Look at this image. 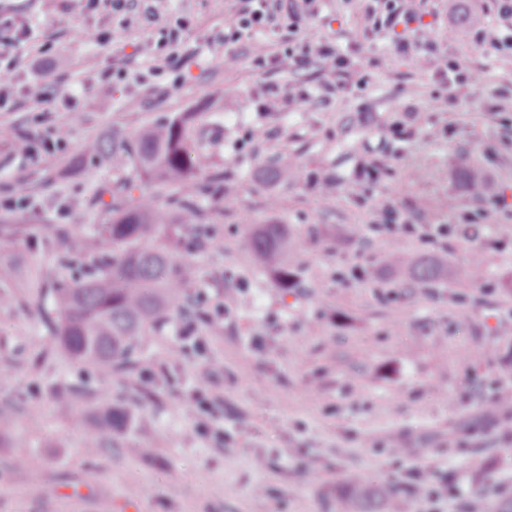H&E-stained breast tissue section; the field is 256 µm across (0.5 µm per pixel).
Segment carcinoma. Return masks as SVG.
<instances>
[{"label":"carcinoma","instance_id":"1","mask_svg":"<svg viewBox=\"0 0 512 512\" xmlns=\"http://www.w3.org/2000/svg\"><path fill=\"white\" fill-rule=\"evenodd\" d=\"M190 120L191 114L183 113L143 130L131 141L114 134L91 141L86 149L116 172L133 164L138 179L154 185L157 193L129 194L112 203V215L96 238L63 232L66 240H78L82 248L58 255L59 265H69L80 253H100L87 275L38 291L39 312L50 337L76 361L109 371L133 369L146 338L182 303V286L193 271L174 260L170 242L181 225L205 223L200 200L216 194L224 184L222 174L202 179L204 156L189 142ZM292 246L284 224H261L250 235L254 264L283 290L292 286ZM391 264L421 284L440 275L439 266L429 259L414 262L395 256ZM128 423L123 406L99 405L87 448L96 451L100 440L111 438ZM343 496L355 512H388L396 492L391 487L347 486Z\"/></svg>","mask_w":512,"mask_h":512}]
</instances>
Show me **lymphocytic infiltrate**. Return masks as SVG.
Instances as JSON below:
<instances>
[{"instance_id": "obj_1", "label": "lymphocytic infiltrate", "mask_w": 512, "mask_h": 512, "mask_svg": "<svg viewBox=\"0 0 512 512\" xmlns=\"http://www.w3.org/2000/svg\"><path fill=\"white\" fill-rule=\"evenodd\" d=\"M364 22V28L386 37L396 53L408 60L414 68L432 72L444 91L434 94L431 110L438 111L457 105L458 91L465 86L484 85V71L474 68L460 57L450 58L440 53L433 36L434 27L423 20L420 0H352ZM498 23L467 31L463 40L474 42L480 49L495 56L512 58V0H491ZM321 0H289L279 6L273 0H224L226 16L225 42L237 41L243 33L257 30L287 28L292 38L280 46L255 44L252 54L256 67L267 71L299 70L318 64L323 84L333 89L343 85L357 69L355 60L336 50L326 40L295 41L304 20L320 12ZM5 36L0 39V66L6 74L0 78V109L22 95L36 103L48 101L50 92L43 78L36 77L24 86H16L8 73L15 69L16 48L27 43L29 28L24 21L14 18L0 21ZM370 226L392 239L418 235L432 242L448 238L455 231L451 224L427 222L425 215L409 216L391 204L371 208Z\"/></svg>"}]
</instances>
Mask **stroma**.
Masks as SVG:
<instances>
[{
  "label": "stroma",
  "mask_w": 512,
  "mask_h": 512,
  "mask_svg": "<svg viewBox=\"0 0 512 512\" xmlns=\"http://www.w3.org/2000/svg\"><path fill=\"white\" fill-rule=\"evenodd\" d=\"M443 53H468L486 73L485 86L461 90L460 106L429 111L432 73L397 56L389 41L365 33L344 0H323L304 22L301 39H329L361 66L329 90L318 66L293 73L258 69L251 53L260 41L280 42L287 29L243 34L235 66L225 67L224 0H135L136 23L120 46L89 39L88 29L111 34V9L79 16L58 8L44 15L40 0H0V17L25 18L39 57L20 56L17 82L48 73L53 100L17 96L0 111L13 135L72 125L66 147L33 162L0 139V199L29 197L16 211L18 234L0 236V405L13 427L0 436V512H342L350 484L393 485L401 512H466L481 497L497 512L512 495L509 417H488L489 384L512 387V62L467 47L455 34L463 22H497L487 0H422ZM178 18L189 29L179 69L149 73L148 45ZM122 53L127 81L107 70ZM302 84L300 109L266 114L254 100L262 84ZM138 108H129L130 100ZM75 104L79 124L66 107ZM409 104L426 111V125L447 137L417 132L387 138L388 125ZM194 113L190 137L207 156V172H222L224 193L204 201L206 230L185 228L174 253L193 265L205 299L197 333L201 355L169 359L181 316L139 352L125 377L78 364L48 338L25 281L29 267L71 282L90 258L58 269L66 248L62 230L94 233L108 217L118 176L97 160H82L84 144ZM263 132L248 142V129ZM384 168L375 203L403 212L426 210L448 224L463 212L491 211L488 222L463 225L433 243L397 241L372 231L369 207L357 202L355 172L363 154ZM290 154L300 177L273 175ZM479 168L486 189L465 188L459 160ZM331 178L324 195L311 176ZM256 224H284L301 248L295 286L281 291L253 269L249 235ZM481 248L485 281L461 284L452 270ZM398 249L435 256L450 272L424 285L393 275L387 255ZM364 268L356 277L355 265ZM227 312L219 307L225 298ZM212 406L223 436L203 433L180 394L207 364ZM126 407L127 427L95 453L84 450L94 406ZM424 471L453 474L459 495L429 501L415 492Z\"/></svg>",
  "instance_id": "35a3bbf8"
}]
</instances>
